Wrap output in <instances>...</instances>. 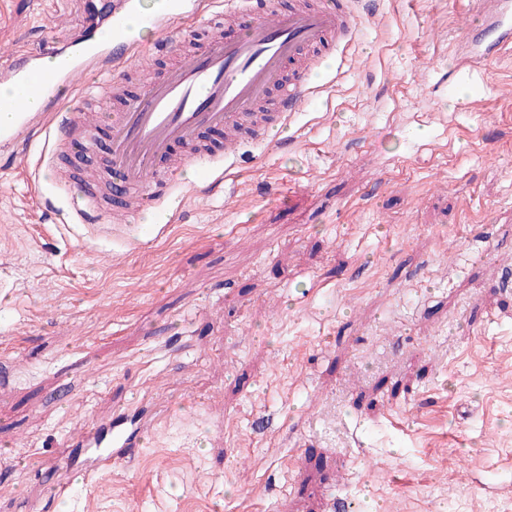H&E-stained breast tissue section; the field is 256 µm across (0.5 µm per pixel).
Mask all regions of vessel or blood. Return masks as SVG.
Masks as SVG:
<instances>
[{
    "label": "vessel or blood",
    "instance_id": "b4317fda",
    "mask_svg": "<svg viewBox=\"0 0 512 512\" xmlns=\"http://www.w3.org/2000/svg\"><path fill=\"white\" fill-rule=\"evenodd\" d=\"M225 12L234 16L236 35L213 36L202 51L183 54L171 39V23L196 10V0H165L162 9L145 15L158 38L142 48L124 33L125 20L137 9L135 0H111L105 13L110 37L89 29L85 49L67 58L63 67H35L27 50L12 51L0 60V83L17 85L32 80L45 97L41 111H29L21 102H9L16 123L0 130V146H10L29 136L45 116H52L54 142L63 146L68 134L80 130L88 153L106 146L105 166L84 165L65 171L61 179L70 193L80 221L122 217L160 205L177 185L176 171L160 172L159 164L174 146L196 157L201 180H211L216 167L232 165L236 139L242 126L253 124L257 106L272 101L273 109L260 126L258 139L270 140L274 129L287 127L297 112L317 95L304 71L287 76L286 69L308 57L336 54L354 41L358 15L354 0H322L307 7L296 4L269 6L267 0H224ZM477 19L467 25L464 44L456 60L457 71L473 74L482 60L512 51V0H481ZM169 50L175 62L164 75L127 92L113 84L121 109L98 114L93 125H81L78 108L62 109L61 98L70 96L77 79L110 76L122 65ZM106 127L107 140L99 142L98 129ZM224 131L220 152H206L200 139L203 128ZM73 445L92 449L98 466L129 453L128 437L109 423L84 429Z\"/></svg>",
    "mask_w": 512,
    "mask_h": 512
}]
</instances>
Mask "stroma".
Segmentation results:
<instances>
[{
	"label": "stroma",
	"mask_w": 512,
	"mask_h": 512,
	"mask_svg": "<svg viewBox=\"0 0 512 512\" xmlns=\"http://www.w3.org/2000/svg\"><path fill=\"white\" fill-rule=\"evenodd\" d=\"M356 8L319 97L162 232L74 222L47 133L0 148V512H512V55L450 75L475 0ZM86 12L0 0V48ZM148 417L52 495L76 427Z\"/></svg>",
	"instance_id": "obj_1"
}]
</instances>
